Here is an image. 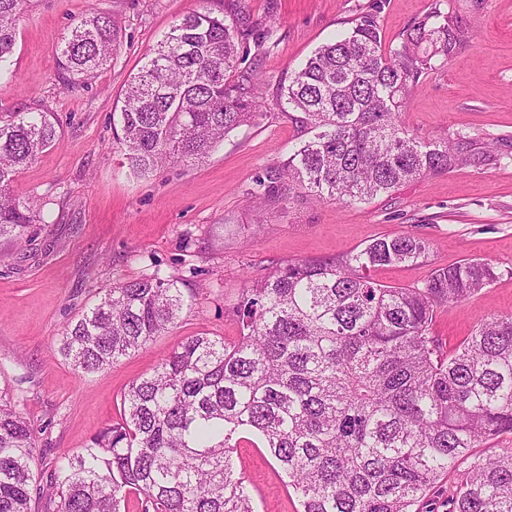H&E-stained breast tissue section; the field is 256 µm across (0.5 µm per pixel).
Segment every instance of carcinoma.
Segmentation results:
<instances>
[{
  "mask_svg": "<svg viewBox=\"0 0 512 512\" xmlns=\"http://www.w3.org/2000/svg\"><path fill=\"white\" fill-rule=\"evenodd\" d=\"M434 0L382 44L377 12L318 47L279 83L274 105L297 112L306 138L247 195L283 199L303 190L349 206L416 178L500 160L490 144L457 132L427 140L401 120L418 84L471 38L467 23ZM23 0H0V80ZM276 22L237 3L229 17L175 19L128 80L113 125L129 168L208 155L269 106L263 80L243 66L251 48L276 42ZM112 19L94 7L59 47L74 86L107 66ZM50 112L0 125V237L23 239L47 223V203L9 194L18 171L51 148ZM412 234L379 237L324 260L281 263L248 281L232 341L190 336L121 396L120 419L81 452L59 458L44 512H255L233 453L265 448L299 497L301 512H423L427 493L459 476L449 512H512V454L485 448L512 433V314L490 315L452 350L432 334L437 309L501 277L463 259L421 286L394 288L372 273L428 259ZM180 279L124 281L60 336V353L99 372L162 335L188 300ZM36 433L0 396V512H31Z\"/></svg>",
  "mask_w": 512,
  "mask_h": 512,
  "instance_id": "1",
  "label": "carcinoma"
}]
</instances>
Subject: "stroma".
<instances>
[{"label":"stroma","mask_w":512,"mask_h":512,"mask_svg":"<svg viewBox=\"0 0 512 512\" xmlns=\"http://www.w3.org/2000/svg\"><path fill=\"white\" fill-rule=\"evenodd\" d=\"M432 0H246L251 15H274L278 41L249 61L275 94L304 62L353 18L378 10L385 43ZM112 18L116 52L86 83L65 80L57 48L89 6ZM203 0H25L11 58L17 77L0 85V119L54 113L56 144L17 173L21 199L49 203L50 221L27 241L0 240V390L36 429L32 508L42 512L47 478L62 452H76L119 417L121 395L150 374L187 337L240 334L233 305L246 278L302 259H328L383 236L428 239L429 258L379 269L393 287L422 285L434 269L480 259L501 277L467 300L438 309L433 333L453 349L490 314L512 312V0H447L475 36L413 92L403 115L422 135L463 131L499 139L502 158L404 183L351 207L307 197L253 202L246 192L288 155L303 130L272 109L229 133L202 160H171L146 175L129 168L113 137L112 112L146 51L178 16ZM161 272L181 278L190 304L179 321L145 347L100 372L76 371L59 352L72 318L113 285ZM256 512H301L287 477L266 449L242 444L233 455Z\"/></svg>","instance_id":"35a3bbf8"}]
</instances>
